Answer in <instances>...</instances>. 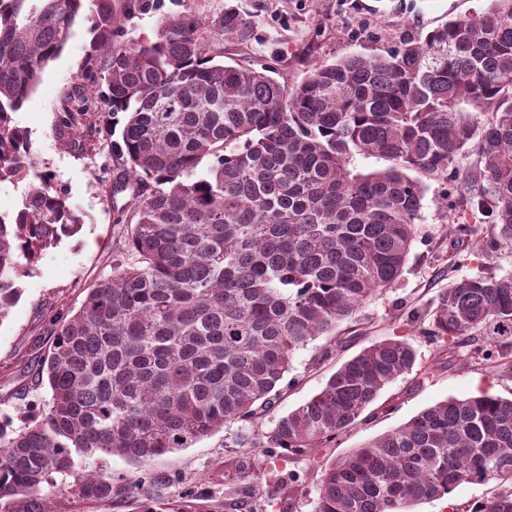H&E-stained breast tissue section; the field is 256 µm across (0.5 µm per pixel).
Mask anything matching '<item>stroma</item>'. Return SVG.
Here are the masks:
<instances>
[{
	"mask_svg": "<svg viewBox=\"0 0 512 512\" xmlns=\"http://www.w3.org/2000/svg\"><path fill=\"white\" fill-rule=\"evenodd\" d=\"M195 12L209 19L233 5L253 24L251 39L225 40L224 61L231 65L269 66L288 86L300 84L316 62L348 54L382 52L404 35L420 36L449 18L479 12L489 0H190ZM87 16H80L62 53L46 67L35 92L15 113L18 126L28 130L40 170L49 172L68 204L78 211L79 231L49 248L33 274L22 278L20 300L0 320V428L19 426L27 415L40 413L50 398L47 386L36 383L35 370L46 353L48 328L59 312L79 308L86 293L112 272V260L127 246L126 224L117 223L111 187L120 170L106 141L85 148L65 144L58 125L61 105L81 82L93 35ZM445 185L428 181L416 240L400 279L382 290L343 324L338 341L316 340L298 350L289 372L295 384L273 412L252 423H236L189 448L164 454L144 464L96 452L73 456V472L56 475L36 494L51 512H152L159 505L186 497L201 499L207 512H234L224 495V463L240 455L236 436L268 430L319 392L336 368L362 348L389 337L408 338L417 350L411 374L397 378L380 392L357 424L315 456L261 457L267 470L262 480L241 483L246 500L264 512H278L286 492L295 497L294 512H313L323 464L360 446L448 397H466L481 389L512 398V378L502 377L479 360L468 358V343L449 348L414 332L410 313L432 308L448 284V267L458 274H512V248L494 258L477 251L490 219L477 215L474 233L449 234L454 215L443 200ZM328 349L319 358V349ZM99 472L122 486L109 502L82 499L74 487L75 474Z\"/></svg>",
	"mask_w": 512,
	"mask_h": 512,
	"instance_id": "1",
	"label": "stroma"
}]
</instances>
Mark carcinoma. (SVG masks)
<instances>
[{
	"instance_id": "carcinoma-1",
	"label": "carcinoma",
	"mask_w": 512,
	"mask_h": 512,
	"mask_svg": "<svg viewBox=\"0 0 512 512\" xmlns=\"http://www.w3.org/2000/svg\"><path fill=\"white\" fill-rule=\"evenodd\" d=\"M87 1L88 86L65 99L61 126L110 142L122 170L112 196L131 190L123 210L134 226L112 274L50 322L38 369L50 402L0 431V498L32 496L71 471L74 453L144 463L272 410L292 385L294 353L336 335L401 276L427 179L452 181L460 200L490 213L482 255L512 244V0L382 54L313 65L292 88L220 60L217 42L253 35L233 7L206 21L185 3L141 40L125 38L122 20L148 0H123L120 17L112 0H0V181L28 182L17 211L0 213V319L20 280L81 224L13 114ZM357 155L387 166L357 172ZM425 317L420 334L433 341L492 337L471 357L512 376V276H451ZM416 359L401 336L366 346L259 439L237 444L268 457L322 448ZM259 471L254 454L224 465L233 505L237 482ZM490 482V497L452 512H512V399L481 391L326 462L314 512H410ZM75 487L99 502L119 492L98 473ZM202 509L193 497L162 507Z\"/></svg>"
}]
</instances>
